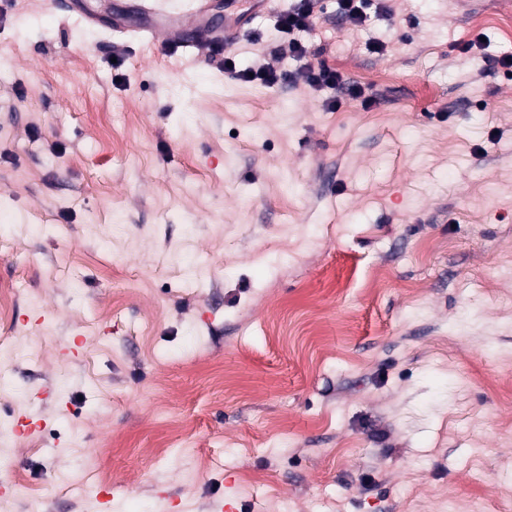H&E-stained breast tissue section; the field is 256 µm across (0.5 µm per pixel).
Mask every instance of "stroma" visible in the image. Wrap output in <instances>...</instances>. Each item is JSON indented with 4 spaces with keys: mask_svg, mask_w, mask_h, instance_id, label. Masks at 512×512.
Instances as JSON below:
<instances>
[{
    "mask_svg": "<svg viewBox=\"0 0 512 512\" xmlns=\"http://www.w3.org/2000/svg\"><path fill=\"white\" fill-rule=\"evenodd\" d=\"M127 2L0 0L13 512H512V0H325L336 110L224 71H296L294 0H211L193 56ZM103 451L107 511L65 490ZM372 1L370 0H338L337 15L341 22L353 26H361L366 20V9Z\"/></svg>",
    "mask_w": 512,
    "mask_h": 512,
    "instance_id": "35a3bbf8",
    "label": "stroma"
}]
</instances>
